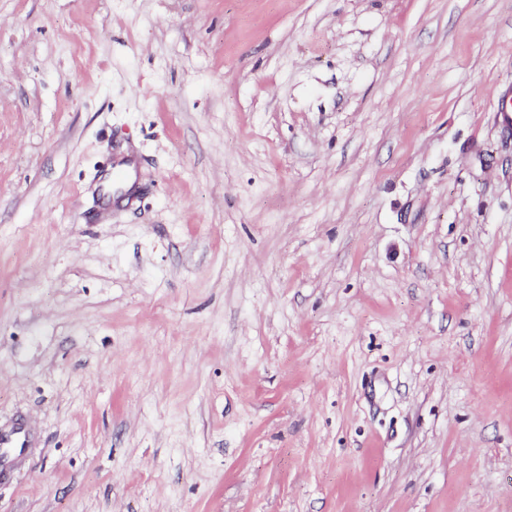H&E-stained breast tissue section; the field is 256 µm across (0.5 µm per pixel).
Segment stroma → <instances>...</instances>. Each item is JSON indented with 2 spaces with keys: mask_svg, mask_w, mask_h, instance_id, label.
Instances as JSON below:
<instances>
[{
  "mask_svg": "<svg viewBox=\"0 0 512 512\" xmlns=\"http://www.w3.org/2000/svg\"><path fill=\"white\" fill-rule=\"evenodd\" d=\"M511 85L512 0H0V512H512ZM30 442V434L24 421L16 422L9 432H0V446L7 448H17L20 456Z\"/></svg>",
  "mask_w": 512,
  "mask_h": 512,
  "instance_id": "stroma-1",
  "label": "stroma"
}]
</instances>
